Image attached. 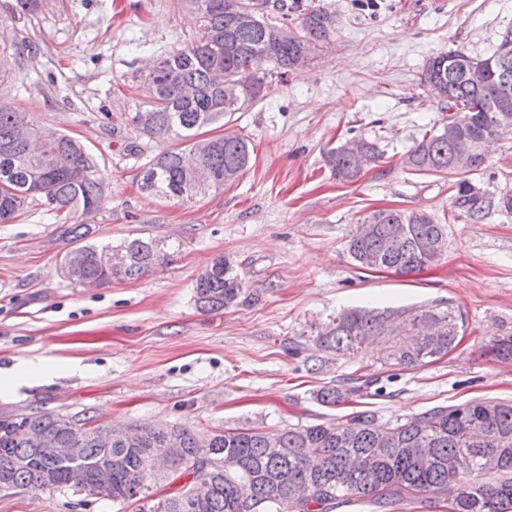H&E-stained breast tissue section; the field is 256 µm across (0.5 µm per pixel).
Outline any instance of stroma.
I'll use <instances>...</instances> for the list:
<instances>
[{"instance_id": "obj_1", "label": "stroma", "mask_w": 512, "mask_h": 512, "mask_svg": "<svg viewBox=\"0 0 512 512\" xmlns=\"http://www.w3.org/2000/svg\"><path fill=\"white\" fill-rule=\"evenodd\" d=\"M11 2L0 0V38L17 64L0 81V102L72 136L96 160L105 183L90 218L96 242L143 234L175 254L140 278L85 288L61 272L73 245L45 206L0 224V371L31 373L0 393V414L272 432L364 410L392 423L474 399L512 400V361L481 352L512 334V212L471 219L453 205L451 178L402 163L424 131L448 120L420 82L426 63L459 48L490 54L512 30V0H308L335 14L332 41L223 126L249 142L243 176L189 199L140 189L144 160L127 153L150 65L195 25L180 0H43L33 17L13 15ZM352 138L377 141L385 155L342 182L326 154ZM465 178L489 196L512 195V140L493 143ZM391 208L426 210L445 224L437 264L405 276L351 263L345 243L357 221ZM220 254L236 264L248 300L206 312L193 284ZM437 301L459 306L467 330L418 370L381 368L368 348L348 359L314 345L315 327L341 310ZM355 377L368 383L358 402L316 400L322 387ZM0 512L136 508L64 488L0 494Z\"/></svg>"}]
</instances>
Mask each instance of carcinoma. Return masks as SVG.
I'll return each mask as SVG.
<instances>
[{
	"label": "carcinoma",
	"instance_id": "cac0c4a2",
	"mask_svg": "<svg viewBox=\"0 0 512 512\" xmlns=\"http://www.w3.org/2000/svg\"><path fill=\"white\" fill-rule=\"evenodd\" d=\"M197 15V28L185 46L160 59L145 81L147 107L131 117L135 141L127 146L143 153L139 140L159 144L190 143L192 160L164 149L141 172L142 184L166 196L191 198L234 184L250 163L245 138L207 137L204 128L224 125L263 99L268 78L298 71L318 43L335 35L336 17L301 0H182ZM298 14L299 24L288 26ZM512 32L489 55L463 49L441 52L424 68L421 84L439 97L448 122L423 134L405 155L404 164L425 175L455 178L464 171L452 161L461 150L470 155V170L486 162L485 145L512 135ZM269 62L273 68L266 70ZM481 65V82L470 79L471 64ZM21 113L0 104V224L27 205L45 200L55 213H90L100 209L104 185L97 162L68 135L31 124L19 132ZM383 152L377 141L354 139L328 151L336 177L353 181L376 166ZM206 171L212 183L200 187L194 174ZM512 211V196L493 201L465 180L455 182L453 206L471 218L492 206ZM60 233L80 243V265L65 273L76 285L110 284L137 279L173 253L151 237H134L117 246L96 244L89 224H63ZM448 247L445 227L424 211L384 209L356 225L347 240L355 265L394 268L411 274L438 262ZM125 262L116 267L112 254ZM243 279L235 264L220 255L194 283L196 304L219 311L245 301ZM467 317L452 304L409 306L396 310H350L316 334L315 346L354 358L367 341L377 342L381 365L414 371L453 350ZM490 351L512 359V335L495 338ZM361 391L327 386L317 394L336 405ZM109 447L97 442L93 428L67 426L66 416L52 411L15 413L0 418V482L16 490L75 488L81 481L105 482L112 501L150 500L139 512H244L240 486L260 503L259 512H334L366 503L373 512H394L406 503L452 504L451 512H512V401L474 400L437 407L403 422L380 423L362 412L345 423L288 427L275 432L199 433L182 425L133 427ZM81 438L83 456L64 463L53 449L70 448ZM214 451L217 467L210 486L185 508L175 492L153 495L147 484L155 462L168 448H179L168 463L177 477H190V463L202 440Z\"/></svg>",
	"mask_w": 512,
	"mask_h": 512
}]
</instances>
